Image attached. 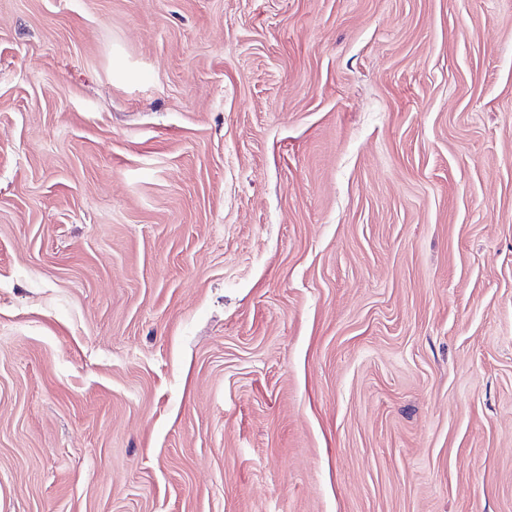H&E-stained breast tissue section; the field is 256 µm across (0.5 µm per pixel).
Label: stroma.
Listing matches in <instances>:
<instances>
[{"mask_svg":"<svg viewBox=\"0 0 512 512\" xmlns=\"http://www.w3.org/2000/svg\"><path fill=\"white\" fill-rule=\"evenodd\" d=\"M0 512H512V0H0Z\"/></svg>","mask_w":512,"mask_h":512,"instance_id":"obj_1","label":"stroma"}]
</instances>
